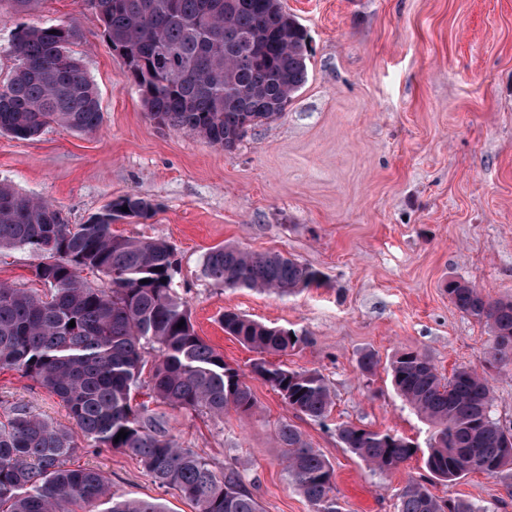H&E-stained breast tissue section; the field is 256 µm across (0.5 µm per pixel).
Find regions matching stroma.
<instances>
[{
    "instance_id": "stroma-1",
    "label": "stroma",
    "mask_w": 512,
    "mask_h": 512,
    "mask_svg": "<svg viewBox=\"0 0 512 512\" xmlns=\"http://www.w3.org/2000/svg\"><path fill=\"white\" fill-rule=\"evenodd\" d=\"M281 4L307 33V80L279 118L228 151L149 118L84 0H41L24 16L0 0V82L15 67L9 45L19 22L71 21L84 34L75 50L103 112L90 134L57 125L27 140L0 134V182L53 201L72 224L119 196L159 202L152 219L112 229L168 241L198 335L231 365L248 369L256 354L225 333L224 310L305 336L278 362L324 376L334 397L325 420L292 410L255 378L257 410L245 420L154 406L180 446L217 474H239L263 512H311L282 470L275 428L284 420L332 464L343 512H396V493L411 478L438 498L512 512L495 478L472 472L446 483L418 455L375 473L336 432L350 423L426 446L428 427L397 396L385 362L408 348L446 376L481 367L491 332L450 302L446 285L463 280L512 299V0ZM227 243L293 257L322 278L287 295L224 288L204 259ZM36 262L24 250L0 251V280L38 288ZM366 351L381 361L370 376L358 367ZM15 403L71 424L58 396L0 369V407ZM67 465L101 471L122 498L196 512L121 450L80 448Z\"/></svg>"
}]
</instances>
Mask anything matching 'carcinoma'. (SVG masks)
I'll list each match as a JSON object with an SVG mask.
<instances>
[{"label": "carcinoma", "mask_w": 512, "mask_h": 512, "mask_svg": "<svg viewBox=\"0 0 512 512\" xmlns=\"http://www.w3.org/2000/svg\"><path fill=\"white\" fill-rule=\"evenodd\" d=\"M86 2L112 51L127 58L126 77L150 119L213 146L231 150L248 130L281 116L307 80L306 33L274 0ZM80 39L66 22L16 25L10 40L16 67L0 83V133L28 139L51 124L80 133L99 129L95 86L72 50ZM158 209L151 198L120 196L84 223L70 224L52 202L0 183V250L38 257L35 276L44 286L38 293L0 282V368L39 381L72 420L63 429L23 405L0 420V512H74L77 504L95 512H165L156 500L115 498L98 470L66 467L78 439L135 456L155 483L176 490L197 512H262L237 475H217L205 458L175 442L149 402H134L145 388L174 408L218 417L230 411L249 417L256 406L247 373L196 333L176 291L177 262L168 242L112 231L120 218L147 221ZM204 267L226 288L277 294L320 279L290 257L233 244L211 248ZM86 270L103 275L107 286L89 284ZM446 288L459 310L491 329L482 371L459 369L448 378L413 349L398 351L387 370L402 401L430 427L425 468L446 482L479 471L512 495V429L493 417L490 385L491 371L512 373V300H493L458 280ZM220 322L258 354L250 374L290 408L314 421L330 414L332 397L321 374L268 360L294 350L304 336L232 310ZM120 431L127 436L116 442ZM337 436L381 474L419 451L389 430L340 425ZM275 440L288 482L312 512H342L331 463L287 421ZM396 497V512H492L464 499L441 500L414 480Z\"/></svg>", "instance_id": "carcinoma-1"}]
</instances>
